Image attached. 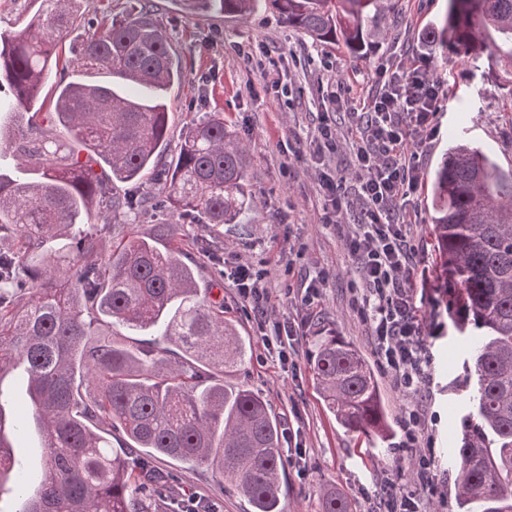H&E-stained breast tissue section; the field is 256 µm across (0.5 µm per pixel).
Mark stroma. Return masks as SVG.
Returning a JSON list of instances; mask_svg holds the SVG:
<instances>
[{
	"label": "stroma",
	"instance_id": "1",
	"mask_svg": "<svg viewBox=\"0 0 512 512\" xmlns=\"http://www.w3.org/2000/svg\"><path fill=\"white\" fill-rule=\"evenodd\" d=\"M153 2L155 17L184 67V79L168 101L171 142L180 141L193 118L220 112L249 153L253 203L239 223L216 230L188 223L184 232L187 238L207 243V251L195 255L199 279L220 285L224 317L250 345L245 362L225 372V385L259 393L280 429L300 431L298 439L281 440L284 512H319L320 494L326 487L347 495L353 512H371L387 482H409L415 456L414 449L403 445L401 412L406 399L391 377L381 371L376 374L392 427L385 451L336 422L313 377L309 354L315 322L336 331L366 360L374 355L367 328L349 311L350 261L340 231L325 221L319 187L321 169L350 176L352 157L341 151L316 164L308 155L310 136L324 112L338 134L346 133L351 125L347 113L354 99L371 92L376 68L427 57L434 74L447 81L448 95L437 114L436 131L419 148L422 180L413 196L410 220L424 259L425 274L416 283L423 297L421 313L431 331L433 382L423 402L437 417L431 439H420L419 444L431 447L444 465L439 493L424 497L420 508L458 512L457 472L447 460L468 411V393L459 383L478 332L455 326L456 290L438 266L432 233L431 184L444 152L455 141L480 147L502 170H512V86L502 74L489 71L486 58H464L426 41L427 29L442 22L448 0H395L385 17L387 38L364 58L336 45L313 42L269 10L232 20L191 12L181 0ZM265 48L277 61L282 87L278 93L268 90L267 78L250 62ZM238 261L262 272L273 319L307 324L287 363L279 362L276 347L265 344L262 329L224 274L226 264ZM317 271L326 273L327 282L312 305H301L291 292ZM0 390L8 396L1 409L13 426L9 438L16 459L23 470L39 477L40 441L31 427L30 405L17 371L0 377ZM299 445L305 456L296 453ZM374 453L379 456L375 463L369 460ZM158 465L183 499H208L214 512H252L233 485H219L211 467L187 469L166 457Z\"/></svg>",
	"mask_w": 512,
	"mask_h": 512
}]
</instances>
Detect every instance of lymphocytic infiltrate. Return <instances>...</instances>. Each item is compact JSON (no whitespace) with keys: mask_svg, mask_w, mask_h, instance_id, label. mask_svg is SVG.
Wrapping results in <instances>:
<instances>
[{"mask_svg":"<svg viewBox=\"0 0 512 512\" xmlns=\"http://www.w3.org/2000/svg\"><path fill=\"white\" fill-rule=\"evenodd\" d=\"M375 85L372 95L359 99L348 139L339 138L324 115L310 144L319 159L343 149L353 157L351 180L322 173L324 210L336 225L348 211L356 213L344 236L357 275L349 308L366 325L381 370L411 397L401 417L405 445L411 448L426 426L427 412L417 397L430 383L432 358L417 304L414 278L420 257L409 208L421 181L417 149L433 135L447 89L425 63L376 69ZM230 280L259 325L268 324L269 298L261 275L239 262ZM441 477L434 455H418L409 486H384L375 512H421L422 496L435 494Z\"/></svg>","mask_w":512,"mask_h":512,"instance_id":"1","label":"lymphocytic infiltrate"}]
</instances>
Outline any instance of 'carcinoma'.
Returning a JSON list of instances; mask_svg holds the SVG:
<instances>
[{
  "label": "carcinoma",
  "instance_id": "1",
  "mask_svg": "<svg viewBox=\"0 0 512 512\" xmlns=\"http://www.w3.org/2000/svg\"><path fill=\"white\" fill-rule=\"evenodd\" d=\"M183 2L226 18L269 9L359 58L392 9V0ZM152 12V0H127L111 21L85 24L79 0H42L22 27L0 32V240L12 241L0 249V377L23 370L43 449L41 479L16 485L15 512H159L160 455L215 469L254 512H282L279 429L266 401L208 382L211 370L242 364L247 347L224 321V302L201 294L183 225L131 232L104 252L90 223L95 215L110 231L151 203L112 194L116 183L160 181L163 208L191 224H237L252 203L249 156L222 112L193 120L163 159L167 94L183 71ZM426 38L512 67V0H448ZM67 39L76 60L45 112L42 87ZM432 194L442 272L459 290L456 324L485 337L462 381L474 409L455 449L459 509L512 512V173L454 144ZM118 328L162 341L127 345L113 339ZM171 345L184 353L174 368ZM310 364L336 422L387 442L379 383L360 351L321 328ZM14 467L0 412V482ZM320 512L352 504L328 488Z\"/></svg>",
  "mask_w": 512,
  "mask_h": 512
}]
</instances>
